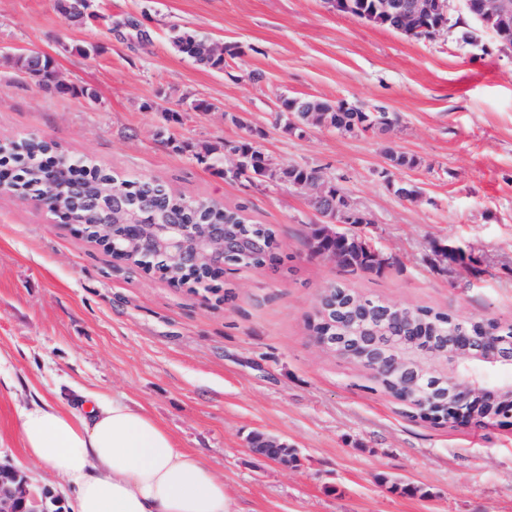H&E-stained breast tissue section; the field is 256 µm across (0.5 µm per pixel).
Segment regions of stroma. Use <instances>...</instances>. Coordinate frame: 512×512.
Segmentation results:
<instances>
[{
  "label": "stroma",
  "instance_id": "obj_1",
  "mask_svg": "<svg viewBox=\"0 0 512 512\" xmlns=\"http://www.w3.org/2000/svg\"><path fill=\"white\" fill-rule=\"evenodd\" d=\"M74 24L57 0H0V140L37 137L124 179L155 177L189 199L232 207L275 229V265L192 288L115 260L75 224L0 194V465L66 500L45 481L18 431L20 409L62 388L122 396L185 448L203 449L245 512H512V429L437 425L404 416L367 390L368 372L321 347L309 328L325 288L341 283L392 305L512 320V56L480 32L461 0L445 33L416 38L326 0H94ZM240 46L215 71L178 53L172 29ZM477 33L466 44L462 32ZM85 53H77V46ZM52 59L96 101L44 90L8 57ZM263 75L253 82V72ZM343 100L396 119L387 132L317 126L284 132V98ZM196 100L211 103L193 110ZM176 110L177 121L166 119ZM252 137L280 165L318 169L370 221L357 225L390 262L355 274L310 256L321 218L288 183L246 187L194 150ZM419 166L391 167L386 147ZM412 183L417 201L397 185ZM479 262L473 277L439 265L434 245ZM279 437L291 466L255 454ZM412 492L393 489V482Z\"/></svg>",
  "mask_w": 512,
  "mask_h": 512
}]
</instances>
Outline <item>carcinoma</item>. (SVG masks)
<instances>
[{
	"mask_svg": "<svg viewBox=\"0 0 512 512\" xmlns=\"http://www.w3.org/2000/svg\"><path fill=\"white\" fill-rule=\"evenodd\" d=\"M355 8L348 14L365 19V21L387 26L394 30H402L403 25L398 20L389 21L382 15L364 16L371 10L373 0H353ZM203 42V38L189 32H178L172 37V43L179 52L189 54L194 43ZM239 55L238 47L227 45L224 47V57L217 59H201L199 64L206 67L222 70L226 66V58L234 59ZM17 71L38 82L45 90L59 94L81 95L93 99L96 94L87 90H76L61 83H54L51 74L54 72L53 61L42 55L18 56L14 59ZM327 111L334 128L346 133L359 128L360 125L372 119V113L363 112L357 108L346 106V102L338 101L331 104L314 98H288L283 102V108L299 115L304 114L313 107ZM224 149L234 151L245 156L246 170L237 174V177L253 179L258 183L266 180H281L293 184L299 180L319 176L314 168L299 165H287L272 172L267 165L268 156L248 139H242L224 145ZM197 162L209 169L224 170V155L213 148L194 153ZM387 160L393 167L413 168L419 161L404 153L389 150L386 152ZM0 166L12 169V181L5 186V190L13 191L23 196L32 195L40 190V185L46 179L53 177L63 181L69 179L71 170L87 167L88 177L81 196L72 198L66 196L59 202L60 212L81 220L84 224H97L102 219L110 204L98 199L97 182L109 180L112 187L123 195V205L129 211L138 214L142 224H161L172 219H179L183 224H231L244 238H252L260 243L254 255L247 258L230 257L226 264L231 267H261L273 258L278 247L275 231L267 224H254L246 214L248 204L242 203L233 208L217 206L213 209L201 208L191 210L185 207L186 199L172 191L165 183L153 178H138L135 180L122 179L112 175L97 166H88L87 161L75 159L57 151L54 144L43 139L29 138L21 143L6 140L0 142ZM307 240L313 241L318 249H339L344 254V268L355 271H369L378 273L382 271V263L362 243V236L350 232L349 237L331 238L328 226L325 224H311ZM329 299L320 307L319 322L313 325L314 333L326 331L334 336H362L367 333L368 321L350 323L346 317L355 311L360 297L338 284L329 286ZM412 316L415 319L436 323L448 327V314L434 311L430 308H414ZM475 333L483 332L487 335L512 334V323H502L494 319L477 320L467 323ZM371 381L383 392L399 400L409 391V387L389 377H379L370 374Z\"/></svg>",
	"mask_w": 512,
	"mask_h": 512,
	"instance_id": "1",
	"label": "carcinoma"
}]
</instances>
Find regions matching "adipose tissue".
Wrapping results in <instances>:
<instances>
[{
    "instance_id": "ef3b65f1",
    "label": "adipose tissue",
    "mask_w": 512,
    "mask_h": 512,
    "mask_svg": "<svg viewBox=\"0 0 512 512\" xmlns=\"http://www.w3.org/2000/svg\"><path fill=\"white\" fill-rule=\"evenodd\" d=\"M82 412L39 399L19 413L25 455L64 479L70 512H236L203 451L121 397Z\"/></svg>"
}]
</instances>
